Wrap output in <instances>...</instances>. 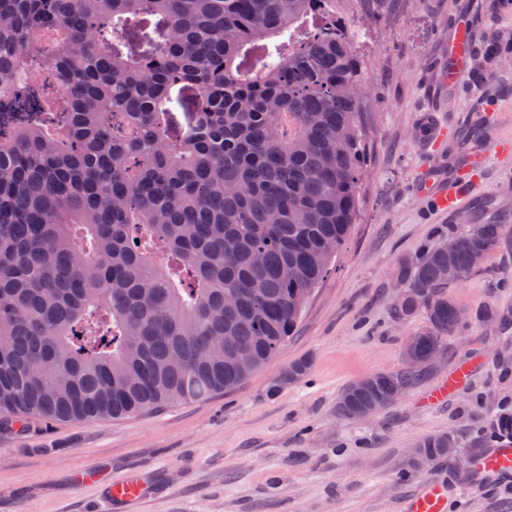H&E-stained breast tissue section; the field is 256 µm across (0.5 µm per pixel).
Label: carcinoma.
<instances>
[{
    "mask_svg": "<svg viewBox=\"0 0 512 512\" xmlns=\"http://www.w3.org/2000/svg\"><path fill=\"white\" fill-rule=\"evenodd\" d=\"M317 2L0 0V418L115 420L198 400L288 341L363 177L359 36ZM142 15L155 30L136 49L129 26L104 37ZM46 30L62 36L40 47ZM176 86L195 93L184 128ZM502 231L474 224L398 262L395 315L429 316L420 362L444 352L461 323L448 289ZM423 377L370 375L339 412L385 408ZM418 448L416 470H451L459 451L451 431Z\"/></svg>",
    "mask_w": 512,
    "mask_h": 512,
    "instance_id": "carcinoma-1",
    "label": "carcinoma"
}]
</instances>
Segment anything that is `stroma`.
<instances>
[{
	"label": "stroma",
	"mask_w": 512,
	"mask_h": 512,
	"mask_svg": "<svg viewBox=\"0 0 512 512\" xmlns=\"http://www.w3.org/2000/svg\"><path fill=\"white\" fill-rule=\"evenodd\" d=\"M336 8L364 32L370 77L362 205L294 334L223 394L121 420L0 423V512H112L101 485L70 490L75 472L93 466L115 482L146 474L152 493L136 512H403L421 481L447 478L451 512H512V477L480 484L441 463L407 466L419 441L449 430L474 453L512 414V159L490 157L454 213L416 190L424 172L459 168L458 139L433 150V126L512 134V0H337ZM459 24L470 54L451 81L448 40ZM486 222L509 230L449 289L467 318L441 361L371 420L342 417V389L399 371L406 337L429 326L423 313L400 324L392 316L399 260ZM487 309L495 322L482 320ZM306 357L309 373L273 390ZM461 367L463 386L424 405Z\"/></svg>",
	"instance_id": "1"
}]
</instances>
